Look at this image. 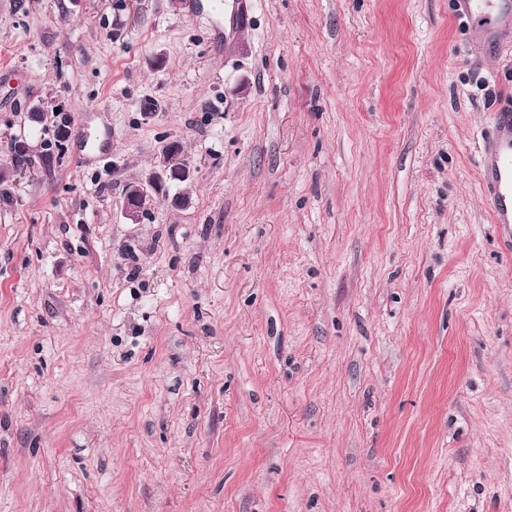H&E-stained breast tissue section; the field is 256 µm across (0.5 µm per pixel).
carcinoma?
Returning <instances> with one entry per match:
<instances>
[{"label": "carcinoma", "instance_id": "1", "mask_svg": "<svg viewBox=\"0 0 512 512\" xmlns=\"http://www.w3.org/2000/svg\"><path fill=\"white\" fill-rule=\"evenodd\" d=\"M28 120L36 126L42 127L43 131L51 133V137L44 140L40 153H16L14 140H9L7 154L10 161L0 167V198H7L11 194L13 183V168L26 166L33 168L37 165L49 168L53 158V151L62 146L63 139L59 136V125H72V117L66 113L62 116L55 115L53 103L43 99L34 98L25 106Z\"/></svg>", "mask_w": 512, "mask_h": 512}]
</instances>
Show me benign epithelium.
I'll list each match as a JSON object with an SVG mask.
<instances>
[{
  "mask_svg": "<svg viewBox=\"0 0 512 512\" xmlns=\"http://www.w3.org/2000/svg\"><path fill=\"white\" fill-rule=\"evenodd\" d=\"M194 167L178 151L177 145L168 143L164 145L159 161L152 171L133 193H127L121 200V212L123 217L131 224H140L144 220V208L141 206V197L169 201L175 205L182 200L167 192L168 183L173 181H186L193 178Z\"/></svg>",
  "mask_w": 512,
  "mask_h": 512,
  "instance_id": "obj_1",
  "label": "benign epithelium"
}]
</instances>
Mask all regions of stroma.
I'll return each instance as SVG.
<instances>
[{"label":"stroma","mask_w":512,"mask_h":512,"mask_svg":"<svg viewBox=\"0 0 512 512\" xmlns=\"http://www.w3.org/2000/svg\"><path fill=\"white\" fill-rule=\"evenodd\" d=\"M209 2L0 0V164L37 95L94 137L0 201V512H512V19ZM482 186L494 223L508 231L512 243V104L497 112L495 123L484 138ZM182 154L178 151L175 143L164 145L154 171L136 187L135 192L127 193L122 197L121 212L130 224H141L144 220V208L141 206L142 196L170 201L175 205L184 203L175 196H170L167 192L169 182L180 180L184 181L179 183L182 184L188 182L186 180H191L194 176V167Z\"/></svg>","instance_id":"35a3bbf8"}]
</instances>
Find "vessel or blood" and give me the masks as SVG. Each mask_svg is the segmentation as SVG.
Instances as JSON below:
<instances>
[{"mask_svg":"<svg viewBox=\"0 0 512 512\" xmlns=\"http://www.w3.org/2000/svg\"><path fill=\"white\" fill-rule=\"evenodd\" d=\"M463 11L483 18L512 15V0H459ZM482 186L496 224L512 228V104L497 114L483 143Z\"/></svg>","mask_w":512,"mask_h":512,"instance_id":"1","label":"vessel or blood"}]
</instances>
